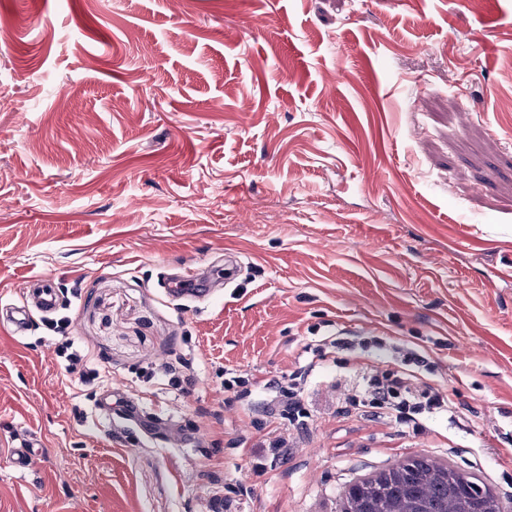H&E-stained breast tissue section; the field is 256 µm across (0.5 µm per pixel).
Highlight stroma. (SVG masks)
<instances>
[{"label":"stroma","mask_w":512,"mask_h":512,"mask_svg":"<svg viewBox=\"0 0 512 512\" xmlns=\"http://www.w3.org/2000/svg\"><path fill=\"white\" fill-rule=\"evenodd\" d=\"M228 252L233 287L166 296ZM42 274L56 311L0 325V512H325L412 451L512 501V0H0V299ZM339 336L415 347L468 418L344 411L336 349L302 437L238 448L264 383ZM38 447V440L30 437L20 440L18 445L11 449L12 463L20 474L25 475L31 471L34 448Z\"/></svg>","instance_id":"stroma-1"}]
</instances>
